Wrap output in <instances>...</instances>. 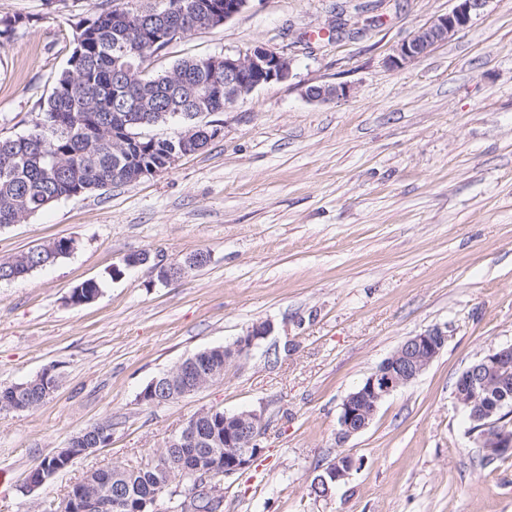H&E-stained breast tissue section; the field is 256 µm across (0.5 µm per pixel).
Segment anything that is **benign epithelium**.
<instances>
[{"label":"benign epithelium","mask_w":512,"mask_h":512,"mask_svg":"<svg viewBox=\"0 0 512 512\" xmlns=\"http://www.w3.org/2000/svg\"><path fill=\"white\" fill-rule=\"evenodd\" d=\"M455 7L446 15L439 16L421 28L412 38L401 43L389 63L401 68L412 60L425 55L437 44L466 28L473 16L479 14L488 0H455ZM224 61V96L235 102L251 94L257 88L271 82H284L292 76L291 60L273 52L263 45H255L246 53L222 55ZM349 89L344 86H313L305 91L312 101H329L344 97ZM273 329L270 322H260L251 326L244 335L232 343L218 348L224 353V367L214 368L201 375L193 383L179 379L186 365L178 364L170 371L156 377L151 382V390L161 387H177V397L197 393L210 383L224 379L226 369L248 356L258 342L266 339ZM448 341L447 332L441 327H433L413 336L403 343L383 361V365L371 373L359 386L342 401L338 418L339 435L353 436L368 427L381 402L400 388L418 379L441 354ZM512 365V346L488 350L479 361L465 368L459 380L460 390L454 392L456 404L462 410L470 411V418L495 425L491 438H475L480 448H494L500 454L512 452V425L507 420L511 414H503V400L507 395L493 399L487 396L490 383L507 377L505 370ZM208 418L202 412L185 427L182 433L171 438L167 447L181 448L189 438L198 437L203 432L202 420ZM266 427L264 410H244L231 415L224 414V447L231 453L224 455V476L238 473L250 466L261 452V438ZM356 461L349 455H340L336 462L323 469L318 478L325 488V496L331 495V487H336L347 479ZM195 490H204L217 500L223 496L221 483L216 481L214 472L196 468L192 472Z\"/></svg>","instance_id":"benign-epithelium-1"}]
</instances>
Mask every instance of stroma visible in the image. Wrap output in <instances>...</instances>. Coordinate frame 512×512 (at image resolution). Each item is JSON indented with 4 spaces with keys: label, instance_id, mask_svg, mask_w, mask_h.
<instances>
[{
    "label": "stroma",
    "instance_id": "35a3bbf8",
    "mask_svg": "<svg viewBox=\"0 0 512 512\" xmlns=\"http://www.w3.org/2000/svg\"><path fill=\"white\" fill-rule=\"evenodd\" d=\"M104 0H0L22 22L0 42V134H27ZM249 0L233 19L150 55L265 45L292 76L214 113L221 135L157 175L58 200L0 228V259L60 238L76 250L0 283V387L46 368L55 392L0 412V512H61L88 472L156 458L198 412L264 409L262 452L224 480V512H512V455L482 459L454 399L458 375L512 345V0L401 68L389 57L455 0ZM316 85L346 97L309 100ZM209 261L162 283L168 263ZM120 267L111 276L112 267ZM96 280L98 298L69 301ZM271 334L223 381L164 405L155 376L253 324ZM440 326L430 368L339 438L343 398L408 337ZM111 440L25 493L32 470L86 427ZM357 462L327 498L309 491L340 455Z\"/></svg>",
    "mask_w": 512,
    "mask_h": 512
}]
</instances>
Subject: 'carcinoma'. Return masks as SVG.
I'll return each mask as SVG.
<instances>
[{
    "instance_id": "1",
    "label": "carcinoma",
    "mask_w": 512,
    "mask_h": 512,
    "mask_svg": "<svg viewBox=\"0 0 512 512\" xmlns=\"http://www.w3.org/2000/svg\"><path fill=\"white\" fill-rule=\"evenodd\" d=\"M131 7L102 5L88 27L77 24L73 49L65 68L56 79L52 93L39 108L37 122L29 133L0 137V225L18 224L50 203L70 197L76 189L87 193L109 183H127L125 160L159 167L170 139L143 137L133 152L126 153L118 138L129 122L139 116L150 122L180 120L183 131L197 125L200 113L224 110V68L211 69L212 58L179 61L166 75L154 76L145 68L147 57L167 47L165 30L179 27L186 32L209 28L213 9H224V0H152L145 8L140 0H127ZM224 366V354L212 352L188 366L184 377L194 378L199 370ZM52 379L35 382L14 392L0 387V397L18 394V402L33 409L52 394ZM214 438L202 437L184 448H165L163 453L190 467L224 469V411L212 414ZM110 432L92 425L69 442L71 452L106 445ZM189 482L178 466L159 468L149 460L137 466L97 470L87 475L70 492H80L84 512H113L96 496L105 485L122 487L126 512H138V505L157 487ZM171 512H216L198 496H178Z\"/></svg>"
}]
</instances>
